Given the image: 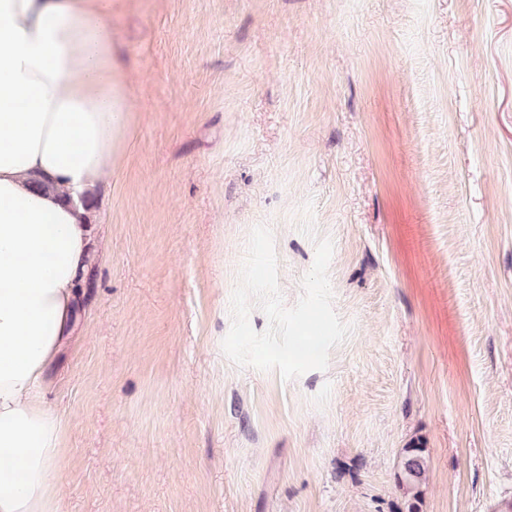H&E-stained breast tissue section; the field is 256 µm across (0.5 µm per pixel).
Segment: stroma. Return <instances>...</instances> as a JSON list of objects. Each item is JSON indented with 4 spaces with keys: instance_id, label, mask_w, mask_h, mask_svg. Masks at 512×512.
I'll list each match as a JSON object with an SVG mask.
<instances>
[{
    "instance_id": "35a3bbf8",
    "label": "stroma",
    "mask_w": 512,
    "mask_h": 512,
    "mask_svg": "<svg viewBox=\"0 0 512 512\" xmlns=\"http://www.w3.org/2000/svg\"><path fill=\"white\" fill-rule=\"evenodd\" d=\"M122 139L47 399L62 512H512V0H112ZM313 205L314 236L300 230ZM351 333L224 354L250 233ZM405 453L401 484L406 489L407 493L410 494L414 500H417L419 496V485L426 472L427 460L425 449L419 444L412 442L405 448Z\"/></svg>"
}]
</instances>
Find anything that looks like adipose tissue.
I'll return each instance as SVG.
<instances>
[{
  "instance_id": "1",
  "label": "adipose tissue",
  "mask_w": 512,
  "mask_h": 512,
  "mask_svg": "<svg viewBox=\"0 0 512 512\" xmlns=\"http://www.w3.org/2000/svg\"><path fill=\"white\" fill-rule=\"evenodd\" d=\"M112 0H0V512H60V415L43 398L96 262L81 201L125 101Z\"/></svg>"
}]
</instances>
